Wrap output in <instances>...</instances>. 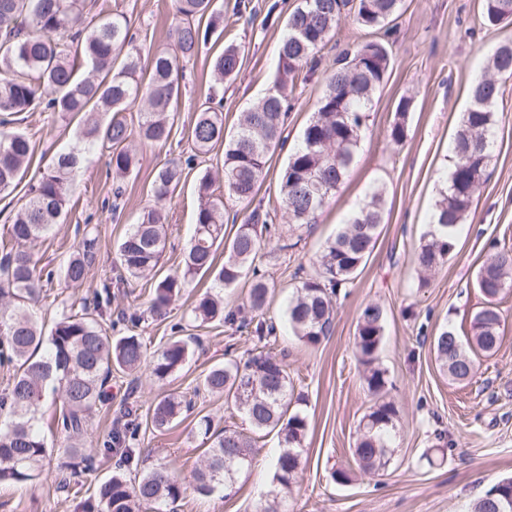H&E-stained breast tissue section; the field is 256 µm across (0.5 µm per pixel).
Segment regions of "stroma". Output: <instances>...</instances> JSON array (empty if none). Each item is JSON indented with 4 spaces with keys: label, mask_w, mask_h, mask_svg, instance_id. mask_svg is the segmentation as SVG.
Instances as JSON below:
<instances>
[{
    "label": "stroma",
    "mask_w": 512,
    "mask_h": 512,
    "mask_svg": "<svg viewBox=\"0 0 512 512\" xmlns=\"http://www.w3.org/2000/svg\"><path fill=\"white\" fill-rule=\"evenodd\" d=\"M91 14H125L145 49L167 45L173 23L172 0H91ZM301 0H251L249 11L238 0H217L223 20L186 71L182 94L170 116V141L163 146L133 141L138 166L124 182L120 214H113L112 171L107 152L86 155L72 182L67 214L46 239L32 249L37 266L60 271L78 243L76 229L96 226L100 250L84 285H54L34 310L38 323L52 328L73 299L88 295L104 278H112L111 336H123V315L141 316L138 333L147 357L165 345L172 324L183 326L182 338L200 342L189 361L167 380L156 381L149 368L132 374L113 373L107 404L93 408L82 443L94 456L95 468L61 482L62 436L51 425L55 404H46L39 430L53 453L44 461L42 477L23 485L0 486V512H81L85 500L115 469L118 454H105L103 442L125 410L146 416L164 396L176 393L193 401L190 412L165 431L139 434V471L163 467L191 479L203 459L202 438L195 432L199 418L211 417L215 427L245 430L240 413L223 397L198 392L200 378L216 364L241 358L257 348L255 338L231 326L200 324L190 310L212 285L211 275L196 276L162 314L151 310L154 281L146 277L117 281V241L135 224L141 211L154 205L153 176L180 152L188 151V125L193 113L212 92L213 55L238 45L242 67L235 81L224 86V127L234 131L242 112L257 104L272 88L278 50L287 34L289 14ZM482 0H404L392 37V61L367 112L357 159L349 176L328 200L310 229H298L277 218V238L267 241L263 266L271 284L267 322L276 329L273 353L283 357L294 394L303 398L308 433L292 494L281 512H466L469 505L498 480L512 476V292L500 307L504 323L499 349L476 353L477 372L468 382L452 381L440 370L430 346L431 336L454 326L459 334L471 329L482 303L473 286L475 273L493 246L512 249V81L497 106L494 158L471 211L458 228L447 261L421 275L415 257L430 228L442 176L449 166V147L460 118L469 105V85L502 43L512 41V23H481ZM368 31L352 19L343 20L320 53L315 72L297 87L288 111L286 132L296 144L312 119L325 81L338 57L364 41ZM412 101L407 135L391 143L390 126L401 98ZM38 155L27 180L0 198V238L6 218L26 200L29 178L44 166L48 149L73 145L82 117L61 121L47 112L28 113L24 123ZM223 148H216L179 184L163 203L170 224L160 275L175 273L190 240L197 209L196 184L211 173L216 189L224 187ZM385 193L384 222L375 247L347 293L338 297L328 336L315 346L300 341L285 321L284 311L295 292L297 276L320 271L318 258L328 241L346 224L375 187ZM380 304L386 313L378 363L388 379L386 398L399 414L392 433L394 453L385 471H360L353 448L359 423L373 403L364 382V368L354 353V337L363 308ZM279 449L277 434L257 443L249 470L238 475L231 496L187 492L174 512H256L272 488L271 457ZM350 471L341 484L333 471Z\"/></svg>",
    "instance_id": "obj_1"
}]
</instances>
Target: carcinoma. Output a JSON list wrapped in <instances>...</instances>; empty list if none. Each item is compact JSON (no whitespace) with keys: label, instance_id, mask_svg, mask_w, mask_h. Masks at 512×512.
Instances as JSON below:
<instances>
[{"label":"carcinoma","instance_id":"carcinoma-1","mask_svg":"<svg viewBox=\"0 0 512 512\" xmlns=\"http://www.w3.org/2000/svg\"><path fill=\"white\" fill-rule=\"evenodd\" d=\"M402 0H302L289 16L288 33L279 49L277 78L264 98L241 113L231 135L224 131L223 99L215 90L208 104L196 111L188 140L191 154L159 168L152 181L154 197L165 200L185 171L194 169L197 158L224 146V196L214 194L213 180L205 173L198 182L196 221L189 246L178 271L158 280L153 305L160 309L177 297L196 276L213 275V285L196 301L191 314L202 324L224 322L260 341L270 339L264 309L270 285L260 273L264 249L257 226L270 231L277 210L254 208L229 241H224V200L251 204L266 174L270 154L285 147V124L290 91L304 70H313L317 56L346 16L375 34L339 60L326 79L317 112L302 133L300 144L288 157L280 183V209L291 224L302 228L315 222L318 212L345 180L361 142L365 112L391 65L392 26ZM512 16V0H483L482 16L489 26ZM222 15L214 0H175L171 43L150 53V67H141L142 47L124 14L95 20L85 14V0H0V194L12 192L26 172L36 144L20 125L27 112H48L66 120L84 116L80 141L97 144L108 152L112 173L123 176L137 166L130 141L137 137L148 144L167 143L172 132L169 108L179 98V73L193 60L216 28ZM241 68V52L230 44L213 58L218 84L233 80ZM85 70L84 77L78 76ZM512 77V42L499 46L489 57L483 74L472 82L471 106L463 113L451 154L454 164L446 186L435 203L431 229L417 254L422 271L440 265L454 249L457 226L463 223L492 161L496 142L499 98L503 80ZM411 99L397 104L389 137L399 143L406 136ZM137 110V121L126 113ZM81 148L57 152L50 159L26 202L11 218L9 239L0 245V364L13 367L7 387L0 394V484H19L36 479L47 448L36 423L47 398L61 399L54 424L71 444L64 449L65 468H92L90 456L81 453L76 440L86 431L87 413L105 401L112 370L136 372L145 361L139 336L114 339L99 318L112 304V281H103L92 297L82 299L80 310L62 311L49 335H44L31 309L39 302L42 285L53 282L54 273H37V262L26 246L46 236L65 215ZM323 188L309 194L308 182ZM384 191L374 189L354 215L328 242L317 277L305 278L288 303L286 317L293 333L317 345L328 335L333 322L332 297L356 278L371 254L384 219ZM168 224L159 206L145 208L138 223L117 246L119 280L140 278L156 270L166 249ZM224 246V264L216 266L217 249ZM97 235L87 229L79 246L66 260L62 279L82 285L95 262ZM251 274L248 311L224 307V289L235 287ZM476 288L484 298L473 315L469 343L484 353L500 343L502 321L498 300L512 289V250H497L476 273ZM384 309L372 303L359 318L355 353L367 368L368 391L377 396L387 386L385 372L374 367L383 341ZM194 340L176 336L156 354L151 373L159 380L169 377L188 361ZM440 369L456 381L473 376L475 360L464 348L457 330L450 326L432 338ZM204 391L224 396L242 413L251 433L224 428L212 430L203 416L197 431L208 443L204 463L193 474L194 490L204 496L228 490L236 475L253 464V457L231 459L233 448L256 447V436L277 432L282 448L274 463V489L262 512H279L278 499L288 493L301 461L307 436V416L290 394L288 365L264 350L252 351L243 361L212 366L201 380ZM190 402L168 396L155 404L152 427L171 426ZM397 410L393 403L376 401L360 423L354 457L364 472L386 468L392 459V431ZM141 422L127 412L103 442L120 452L121 463L132 470L137 456ZM186 487L166 469L128 478L115 471L98 491L103 512H166L178 502ZM471 512H512V478L487 490L472 504Z\"/></svg>","mask_w":512,"mask_h":512}]
</instances>
